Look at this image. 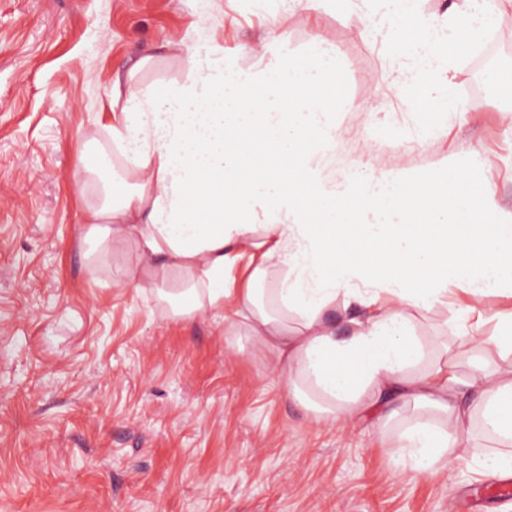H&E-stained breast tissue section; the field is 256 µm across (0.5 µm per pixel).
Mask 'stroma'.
<instances>
[{"instance_id":"stroma-1","label":"stroma","mask_w":512,"mask_h":512,"mask_svg":"<svg viewBox=\"0 0 512 512\" xmlns=\"http://www.w3.org/2000/svg\"><path fill=\"white\" fill-rule=\"evenodd\" d=\"M494 14L497 72L512 73V0ZM279 0H0V512H469L488 475L448 451L414 473L371 420L315 423L288 400L272 363L220 310L168 318L116 284L132 247L90 263L83 213L101 203L95 152L122 191L132 178L100 123L129 89L165 94L196 79L210 48L246 71L296 65L325 49L338 95L327 152L337 181L455 161L512 211V97L467 94V50L447 59L457 108L417 111L393 79L392 28L368 0H328L258 45ZM469 302L415 315L422 336H454Z\"/></svg>"}]
</instances>
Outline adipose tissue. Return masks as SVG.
<instances>
[{"label":"adipose tissue","instance_id":"1","mask_svg":"<svg viewBox=\"0 0 512 512\" xmlns=\"http://www.w3.org/2000/svg\"><path fill=\"white\" fill-rule=\"evenodd\" d=\"M395 53L423 73L444 72L449 43L429 22L390 30ZM325 50L303 65L242 71L217 56L200 81L165 98L130 94L106 130L133 178L117 199L89 207L88 237L129 242L132 263L119 283L150 293L170 317L187 320L234 297L224 333L249 337L269 357L286 394L315 420L394 421L398 405L428 413L397 446L418 473L463 453L483 471L512 472V450L480 448L466 434L482 415L487 434L512 441V312L496 313L492 335L475 320L483 299L512 295V211L490 191L467 190L456 163L419 180L403 172L332 180L319 155L334 142L335 98L324 80ZM246 259L241 287L224 271ZM465 288L460 347L422 336L413 313ZM358 306L350 333L328 317Z\"/></svg>","mask_w":512,"mask_h":512}]
</instances>
